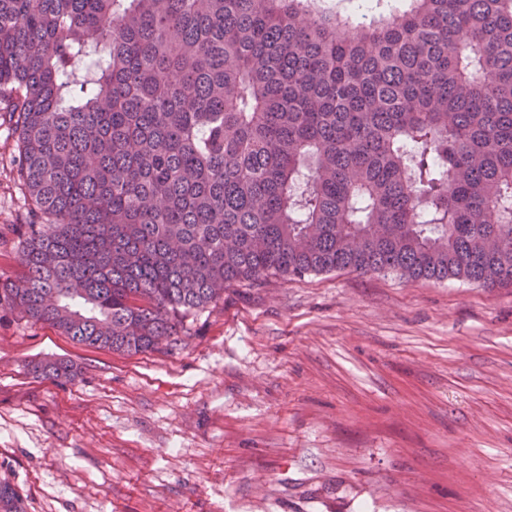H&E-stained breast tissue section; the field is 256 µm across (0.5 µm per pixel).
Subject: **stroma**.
<instances>
[{"label":"stroma","mask_w":512,"mask_h":512,"mask_svg":"<svg viewBox=\"0 0 512 512\" xmlns=\"http://www.w3.org/2000/svg\"><path fill=\"white\" fill-rule=\"evenodd\" d=\"M12 155L2 126L0 225ZM0 479L26 512H512V288L233 286L137 355L0 310Z\"/></svg>","instance_id":"obj_1"}]
</instances>
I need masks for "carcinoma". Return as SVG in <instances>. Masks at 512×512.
<instances>
[{
	"mask_svg": "<svg viewBox=\"0 0 512 512\" xmlns=\"http://www.w3.org/2000/svg\"><path fill=\"white\" fill-rule=\"evenodd\" d=\"M313 2L0 0L28 200L0 309L136 355L236 284L512 288V0Z\"/></svg>",
	"mask_w": 512,
	"mask_h": 512,
	"instance_id": "carcinoma-1",
	"label": "carcinoma"
}]
</instances>
